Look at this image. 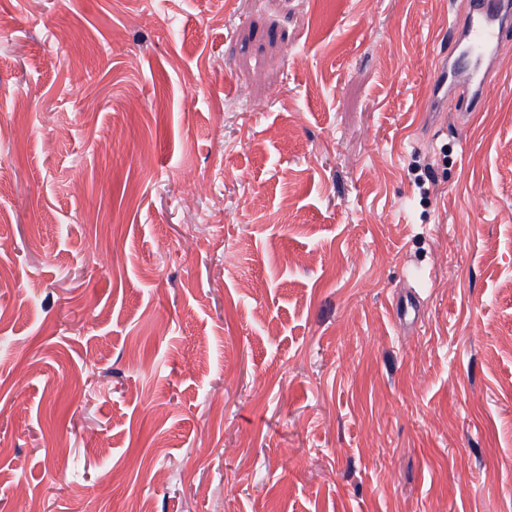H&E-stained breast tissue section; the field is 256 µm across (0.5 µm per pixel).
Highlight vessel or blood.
Here are the masks:
<instances>
[{"instance_id":"b4317fda","label":"vessel or blood","mask_w":512,"mask_h":512,"mask_svg":"<svg viewBox=\"0 0 512 512\" xmlns=\"http://www.w3.org/2000/svg\"><path fill=\"white\" fill-rule=\"evenodd\" d=\"M512 27V0H467L464 20L452 22L453 55H441L431 99L433 111L448 107L471 113L489 100L490 75L498 59L499 34Z\"/></svg>"}]
</instances>
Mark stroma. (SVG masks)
<instances>
[{
    "label": "stroma",
    "mask_w": 512,
    "mask_h": 512,
    "mask_svg": "<svg viewBox=\"0 0 512 512\" xmlns=\"http://www.w3.org/2000/svg\"><path fill=\"white\" fill-rule=\"evenodd\" d=\"M464 2L0 0V512H512V29L427 109Z\"/></svg>",
    "instance_id": "35a3bbf8"
}]
</instances>
